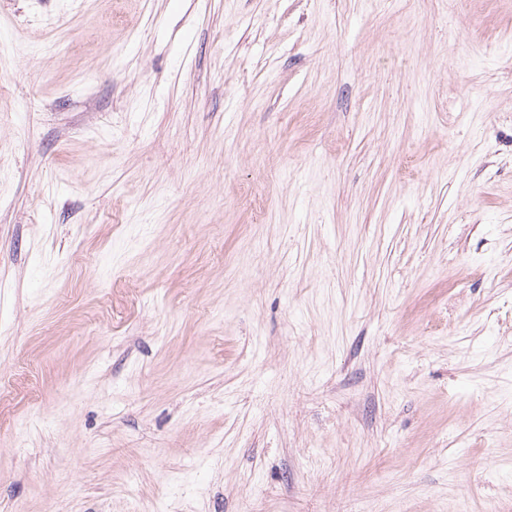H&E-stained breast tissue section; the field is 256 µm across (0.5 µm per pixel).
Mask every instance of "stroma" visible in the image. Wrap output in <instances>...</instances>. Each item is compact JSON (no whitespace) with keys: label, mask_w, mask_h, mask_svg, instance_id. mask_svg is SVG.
<instances>
[{"label":"stroma","mask_w":512,"mask_h":512,"mask_svg":"<svg viewBox=\"0 0 512 512\" xmlns=\"http://www.w3.org/2000/svg\"><path fill=\"white\" fill-rule=\"evenodd\" d=\"M0 512H512V0H0Z\"/></svg>","instance_id":"1"}]
</instances>
